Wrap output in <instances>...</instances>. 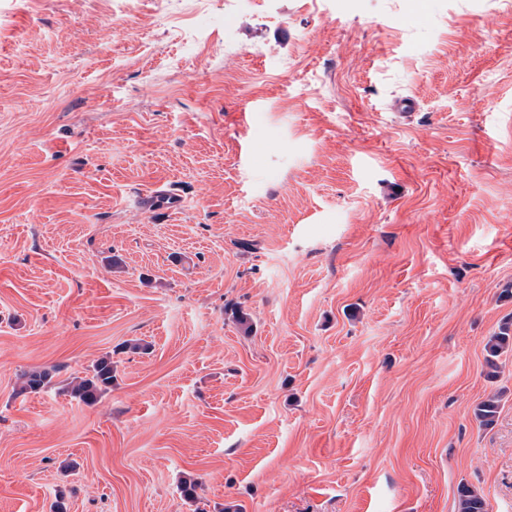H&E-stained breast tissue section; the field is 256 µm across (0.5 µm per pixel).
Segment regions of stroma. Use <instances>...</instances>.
Instances as JSON below:
<instances>
[{
    "mask_svg": "<svg viewBox=\"0 0 512 512\" xmlns=\"http://www.w3.org/2000/svg\"><path fill=\"white\" fill-rule=\"evenodd\" d=\"M504 325L512 0H0V512H512ZM112 358L106 355L89 369L85 377H76L70 383V395L86 404L97 402L102 393L111 388L113 381ZM54 369H35L21 374V393H38L47 388L53 378ZM458 512H486L485 499L467 484H460L457 489Z\"/></svg>",
    "mask_w": 512,
    "mask_h": 512,
    "instance_id": "stroma-1",
    "label": "stroma"
}]
</instances>
